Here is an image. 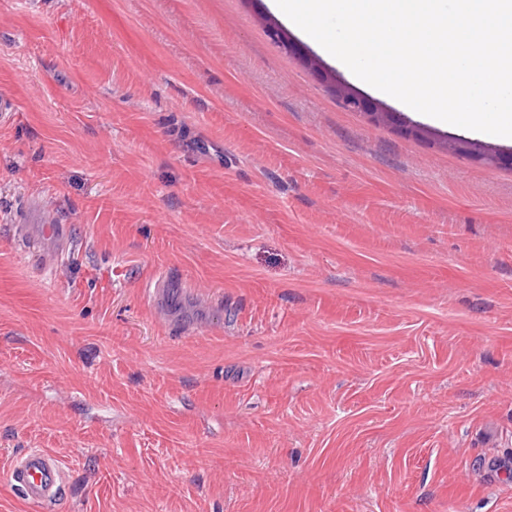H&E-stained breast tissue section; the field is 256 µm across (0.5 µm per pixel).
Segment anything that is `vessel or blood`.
Returning <instances> with one entry per match:
<instances>
[{"mask_svg":"<svg viewBox=\"0 0 512 512\" xmlns=\"http://www.w3.org/2000/svg\"><path fill=\"white\" fill-rule=\"evenodd\" d=\"M7 478L28 502L50 512L66 490V475L59 459L42 449L16 457Z\"/></svg>","mask_w":512,"mask_h":512,"instance_id":"b4317fda","label":"vessel or blood"}]
</instances>
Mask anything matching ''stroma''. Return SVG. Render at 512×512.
Here are the masks:
<instances>
[{"mask_svg": "<svg viewBox=\"0 0 512 512\" xmlns=\"http://www.w3.org/2000/svg\"><path fill=\"white\" fill-rule=\"evenodd\" d=\"M267 15L0 0V512L28 448L55 512H512V170L343 107ZM7 478L25 500L45 510H51L66 490V475L59 459L42 449L16 457Z\"/></svg>", "mask_w": 512, "mask_h": 512, "instance_id": "stroma-1", "label": "stroma"}]
</instances>
